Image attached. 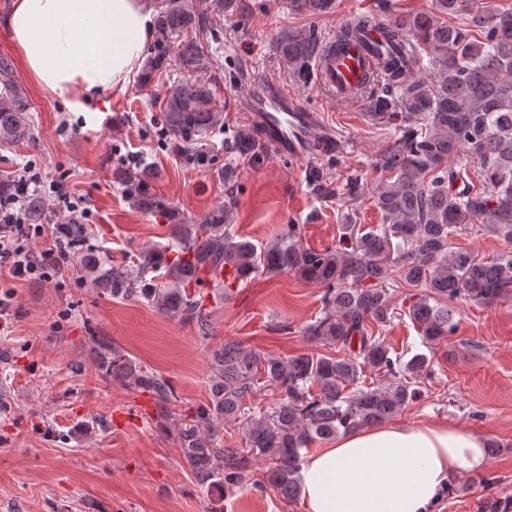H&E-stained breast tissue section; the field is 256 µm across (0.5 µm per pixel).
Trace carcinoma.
I'll return each instance as SVG.
<instances>
[{
	"label": "carcinoma",
	"instance_id": "obj_1",
	"mask_svg": "<svg viewBox=\"0 0 512 512\" xmlns=\"http://www.w3.org/2000/svg\"><path fill=\"white\" fill-rule=\"evenodd\" d=\"M464 0H434L436 11L400 14L385 32L383 74L366 89L372 121L394 129L375 168L370 198L383 224L354 234L347 224L336 243L303 244V227L286 225L270 242L256 246L233 230L232 201L238 188L235 158L257 168L268 152L258 132L240 128L224 138V165L217 173L227 201L200 224H188L152 192L150 164L120 169L116 183L145 212L165 211L171 242L163 249L144 247L136 258L116 264L82 254L88 225L76 219L65 226V251L102 275L105 291L125 300L144 301L159 312L197 328L206 340L212 309L203 288L220 298L230 288L259 274L293 273L324 288L319 316L303 327L316 344L344 355L301 354L290 358L260 355L226 341L211 355L209 403L180 418L173 438L180 455L202 487L233 489L244 478L249 459L224 447V421L241 416L266 387L280 394L272 422L248 421L249 451L269 457L264 480L294 501V474L302 450L317 438L381 424L401 413L421 394L420 379L431 373V359L416 353L407 361L377 336L394 314L388 287L401 282L414 289L408 317L424 345L454 335L457 311L450 302L492 305L512 298V254L491 258L453 246L452 240L478 224L512 242V9L475 13L451 25L444 17L464 12ZM334 0H291L298 13L320 15ZM156 49L139 79L148 86L171 57L187 70H220V56L200 40L209 12L244 17L246 0H158ZM354 15L336 31L332 46L362 39L371 24ZM480 39L471 38L472 29ZM279 54L298 78L322 41L313 27L280 37ZM427 63L429 79L407 74ZM29 103L15 81L12 62L0 57V144L33 141ZM159 136L187 164L216 167L217 155L203 148L224 115L215 105L213 84L200 76L172 83L160 105ZM315 192L330 196L362 192L358 176L338 186L323 167L308 172ZM29 221L46 219L40 195L26 196ZM96 367L129 390L147 392L158 405L157 425L166 428L177 396L170 382L101 340L92 350ZM379 378L366 384V372Z\"/></svg>",
	"mask_w": 512,
	"mask_h": 512
}]
</instances>
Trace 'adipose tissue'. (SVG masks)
Instances as JSON below:
<instances>
[{"label":"adipose tissue","instance_id":"1","mask_svg":"<svg viewBox=\"0 0 512 512\" xmlns=\"http://www.w3.org/2000/svg\"><path fill=\"white\" fill-rule=\"evenodd\" d=\"M5 25L30 75L64 96L132 81L155 14L147 0H12ZM486 464L479 433L391 422L338 434L295 480L304 512H431L454 475Z\"/></svg>","mask_w":512,"mask_h":512}]
</instances>
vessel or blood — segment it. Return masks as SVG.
<instances>
[{
    "mask_svg": "<svg viewBox=\"0 0 512 512\" xmlns=\"http://www.w3.org/2000/svg\"><path fill=\"white\" fill-rule=\"evenodd\" d=\"M388 23L373 22L362 42L334 51L324 49L316 62L319 85L333 98L357 101L364 86L377 75L374 52L383 46ZM249 122L257 124L265 141L273 148L293 157H305L314 143L335 146L332 128L318 113L297 104L274 84L258 89L247 107Z\"/></svg>",
    "mask_w": 512,
    "mask_h": 512,
    "instance_id": "b4317fda",
    "label": "vessel or blood"
}]
</instances>
